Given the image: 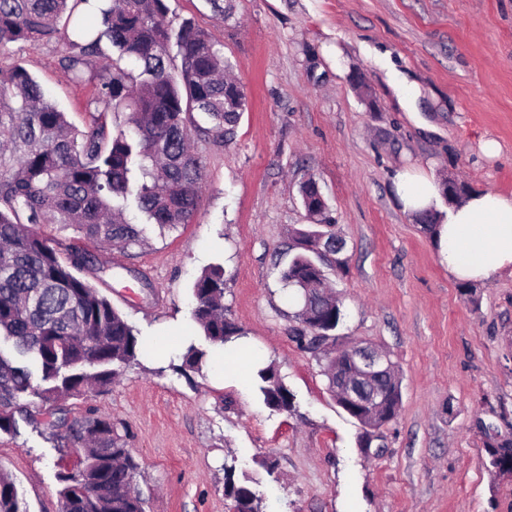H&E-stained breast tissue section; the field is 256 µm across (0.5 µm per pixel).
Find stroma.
<instances>
[{
  "instance_id": "35a3bbf8",
  "label": "stroma",
  "mask_w": 512,
  "mask_h": 512,
  "mask_svg": "<svg viewBox=\"0 0 512 512\" xmlns=\"http://www.w3.org/2000/svg\"><path fill=\"white\" fill-rule=\"evenodd\" d=\"M224 46L247 98L235 133L192 113L204 180L191 223L151 229L128 251L93 247L85 278L138 330L203 343L191 287L224 268L239 345L202 372L146 351L111 387L70 398L71 416L112 420L139 463L146 512H229L224 470L267 512H512V478L485 465L493 435L512 437V275L471 283L442 263L432 228L405 213L394 186L410 169L466 191L512 196V0H168ZM60 43L11 45L69 122L82 128L95 82L71 84ZM417 86L406 111L376 53ZM500 143L499 155L482 150ZM315 179L345 242L329 270L343 299V344L391 355L397 419L371 444L327 389L319 353L290 338L296 298L279 280L289 228L307 223L299 188ZM273 364L290 412L262 401L258 364ZM79 451L44 426L0 434V472L27 512H58L62 465Z\"/></svg>"
}]
</instances>
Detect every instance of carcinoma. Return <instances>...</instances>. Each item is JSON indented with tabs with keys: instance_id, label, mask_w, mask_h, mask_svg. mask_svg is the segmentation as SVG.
Returning a JSON list of instances; mask_svg holds the SVG:
<instances>
[{
	"instance_id": "cac0c4a2",
	"label": "carcinoma",
	"mask_w": 512,
	"mask_h": 512,
	"mask_svg": "<svg viewBox=\"0 0 512 512\" xmlns=\"http://www.w3.org/2000/svg\"><path fill=\"white\" fill-rule=\"evenodd\" d=\"M62 41L59 65L69 80L98 79L95 113L82 129L47 98L20 64L0 66V434L18 420L47 415L86 453L58 475L59 512H146L136 486L138 463L112 421L69 418L65 402L92 385L107 388L144 346L131 325L78 272L93 264L81 248L63 250L35 230L58 224L93 244L127 250L195 215L203 162L190 148L189 115L199 112L222 138L246 107L241 86L224 79L231 67L223 44L185 19L168 20L167 0H0V50L13 43ZM125 115L108 129L105 114ZM310 224L290 230L297 253L279 272L304 309L291 339L324 352V375L336 403L366 431L378 434L401 405V383L385 381L383 412L344 403L334 379L349 353L336 347L343 303L328 293L326 269L344 271L335 224L317 183L300 186ZM135 205L148 220L131 224ZM224 267L202 272L191 288L192 318L208 344L227 350L242 330L224 315ZM207 351L189 342L179 370L202 371ZM264 404L278 412L294 396L270 365L257 371ZM38 399L34 413L25 400ZM224 496L238 512H265L264 499L226 471ZM0 512H27L14 481L0 474Z\"/></svg>"
}]
</instances>
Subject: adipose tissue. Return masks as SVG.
I'll use <instances>...</instances> for the list:
<instances>
[{"mask_svg": "<svg viewBox=\"0 0 512 512\" xmlns=\"http://www.w3.org/2000/svg\"><path fill=\"white\" fill-rule=\"evenodd\" d=\"M396 192L405 212L437 207L441 186L434 177L412 172L395 176ZM440 255L455 279L490 281L512 272V197L475 191L449 204L435 228Z\"/></svg>", "mask_w": 512, "mask_h": 512, "instance_id": "ef3b65f1", "label": "adipose tissue"}]
</instances>
